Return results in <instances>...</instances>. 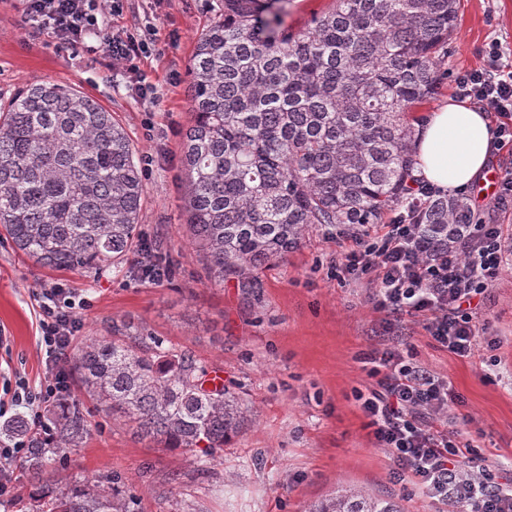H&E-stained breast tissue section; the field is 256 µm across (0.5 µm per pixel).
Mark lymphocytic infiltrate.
Returning <instances> with one entry per match:
<instances>
[{"label": "lymphocytic infiltrate", "instance_id": "f902f5d3", "mask_svg": "<svg viewBox=\"0 0 512 512\" xmlns=\"http://www.w3.org/2000/svg\"><path fill=\"white\" fill-rule=\"evenodd\" d=\"M125 0H24L23 13L61 48L94 52L90 35H102L113 65L134 72L151 54L150 35L126 32L103 35L107 18L122 15ZM490 69L456 79V93L497 112L493 132L498 147L512 146V72L500 69L498 44H489ZM344 268L371 275L376 309L395 316L421 318L432 339L452 354L474 358L486 343V331L474 320L471 305L504 272L512 260V235L503 225L476 222L453 246L435 249L418 225L402 216L351 235ZM40 342L46 355V377L37 389L18 385L9 404L24 408L40 424L43 407L69 390L64 358L79 330L75 301L60 286L41 289ZM375 385L359 398L376 447L387 449L396 466L429 499L449 512H512V479L493 482L463 468L469 444L457 441L446 416L460 397L448 381L431 376L412 363L398 346L365 357Z\"/></svg>", "mask_w": 512, "mask_h": 512}]
</instances>
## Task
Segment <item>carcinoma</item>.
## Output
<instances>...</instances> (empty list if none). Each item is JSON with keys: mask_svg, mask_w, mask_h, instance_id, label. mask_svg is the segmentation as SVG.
Masks as SVG:
<instances>
[{"mask_svg": "<svg viewBox=\"0 0 512 512\" xmlns=\"http://www.w3.org/2000/svg\"><path fill=\"white\" fill-rule=\"evenodd\" d=\"M201 30L188 76L193 120L183 135L193 244L215 284L256 288V271L318 227L378 224L397 208L437 248L472 221L463 197L415 195L416 125L409 116L442 84L457 26L456 0H333L299 31L290 0H220ZM145 192L135 149L112 113L78 90L49 83L0 105V238L56 269L119 270L142 249ZM163 244L143 272L158 277ZM86 396L140 438L194 455L197 471L242 430L247 410L226 385L206 386L191 352L125 323L67 357ZM45 439L18 416L0 437L22 436L19 467L39 487L24 512H139L122 477L96 483L56 461L89 435L83 404L48 407ZM307 512H402L394 497L352 492Z\"/></svg>", "mask_w": 512, "mask_h": 512, "instance_id": "cac0c4a2", "label": "carcinoma"}]
</instances>
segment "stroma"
Instances as JSON below:
<instances>
[{
    "label": "stroma",
    "mask_w": 512,
    "mask_h": 512,
    "mask_svg": "<svg viewBox=\"0 0 512 512\" xmlns=\"http://www.w3.org/2000/svg\"><path fill=\"white\" fill-rule=\"evenodd\" d=\"M219 7V0H127L112 30L156 32L152 56L133 74L113 67L102 46L80 56L48 46L46 36L25 24L18 0H0V102L51 82L112 112L139 154L144 237L163 241L171 269L162 282L124 270L58 271L1 242L0 371L38 387L45 353L36 294L58 284L79 301V339L106 335L114 321L152 333L191 351L250 411L202 479L192 458L139 439L86 403L91 432L70 453L71 471L89 478L122 475L143 512H170L159 497L168 488L186 512H305L341 486L395 495L405 512H438V504L397 473L391 455L374 447L353 396L374 383L362 354L397 340L417 366L448 379L459 394L458 427L478 451L480 466L492 476L512 477V269L484 295L477 321L487 325L494 345L472 360L439 347L421 319L394 323L374 310L370 276L344 270L332 231L313 230L284 262L263 267L256 288L207 280L204 258L186 230L182 140L192 120L185 75L196 38ZM495 39L509 49L502 66L512 65V0H459L444 61L448 77L432 109L455 99L460 74L488 67L485 50ZM142 87L147 96H139Z\"/></svg>",
    "instance_id": "35a3bbf8"
}]
</instances>
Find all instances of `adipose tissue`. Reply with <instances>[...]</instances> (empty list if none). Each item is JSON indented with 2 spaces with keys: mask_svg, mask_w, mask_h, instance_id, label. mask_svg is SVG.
<instances>
[{
  "mask_svg": "<svg viewBox=\"0 0 512 512\" xmlns=\"http://www.w3.org/2000/svg\"><path fill=\"white\" fill-rule=\"evenodd\" d=\"M490 120L466 101L428 115L416 137L417 176L443 192L466 189L488 169Z\"/></svg>",
  "mask_w": 512,
  "mask_h": 512,
  "instance_id": "ef3b65f1",
  "label": "adipose tissue"
}]
</instances>
